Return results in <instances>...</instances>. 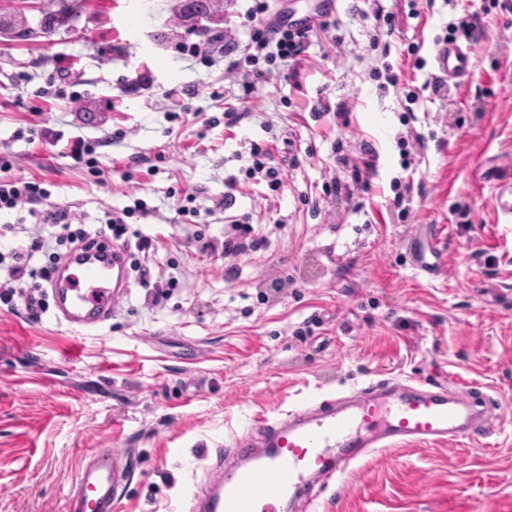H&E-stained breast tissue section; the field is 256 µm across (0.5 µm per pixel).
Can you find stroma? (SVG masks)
<instances>
[{"mask_svg":"<svg viewBox=\"0 0 512 512\" xmlns=\"http://www.w3.org/2000/svg\"><path fill=\"white\" fill-rule=\"evenodd\" d=\"M502 2L435 0L411 18L406 0H381L396 30L379 37L371 0H335L332 27L293 69L253 81L248 64L208 67L173 45L247 42L254 0H210L191 20L184 0H0V20L29 30L0 35L11 176L46 181L51 202L90 225L143 199L153 211L131 218L126 238L151 237L152 277L177 281L157 304L130 271L127 296L92 330L52 308L33 321L23 301L0 303V512H65L84 455L108 447L137 462L122 512H190L215 449L254 419L384 376L442 371L491 400L499 426L488 445L379 450L321 493L318 510L512 512V221L493 203L495 187L512 183V12ZM474 12L483 28L470 80L432 95L436 42ZM62 65L78 104L55 96ZM131 71L149 84L126 94ZM228 112L239 121L226 125ZM31 127L51 141L17 138ZM417 133L424 148L405 149ZM77 137L95 143L104 181L69 157ZM255 143L298 160L278 191L245 173ZM363 146L374 172L356 185L336 157ZM134 158L143 164L128 181ZM231 175L239 185L224 210ZM336 179L352 184L351 206L337 204ZM398 182L412 190L397 209ZM180 191L195 195L199 217L178 215ZM242 215L266 243L229 279L209 245ZM436 231L445 265L415 274L409 240Z\"/></svg>","mask_w":512,"mask_h":512,"instance_id":"stroma-1","label":"stroma"}]
</instances>
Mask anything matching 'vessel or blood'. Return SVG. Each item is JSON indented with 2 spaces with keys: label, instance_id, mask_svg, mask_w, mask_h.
Masks as SVG:
<instances>
[{
  "label": "vessel or blood",
  "instance_id": "obj_1",
  "mask_svg": "<svg viewBox=\"0 0 512 512\" xmlns=\"http://www.w3.org/2000/svg\"><path fill=\"white\" fill-rule=\"evenodd\" d=\"M438 80L462 83L470 57L457 43L434 48ZM127 247L104 240L71 252L50 286L59 318L79 328L111 319L128 283ZM410 264L433 275L445 264L438 236L413 240ZM496 419L477 392L463 394L447 380L415 376L369 382L336 397L255 419L210 469L195 494L192 512H281L286 498L304 499L315 512L318 490L337 485L354 464L384 448L490 437ZM130 474V456L115 448L85 455L66 495L65 512H115Z\"/></svg>",
  "mask_w": 512,
  "mask_h": 512
}]
</instances>
